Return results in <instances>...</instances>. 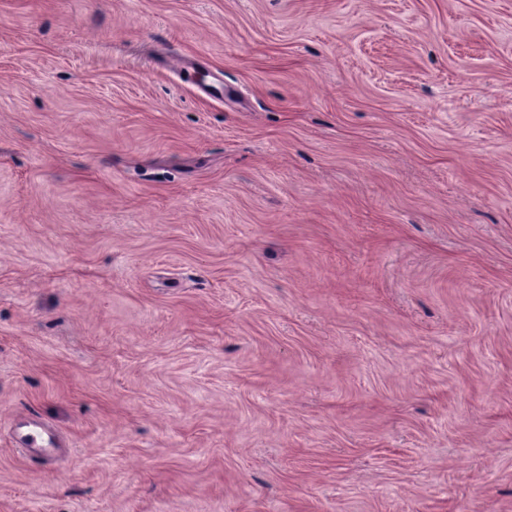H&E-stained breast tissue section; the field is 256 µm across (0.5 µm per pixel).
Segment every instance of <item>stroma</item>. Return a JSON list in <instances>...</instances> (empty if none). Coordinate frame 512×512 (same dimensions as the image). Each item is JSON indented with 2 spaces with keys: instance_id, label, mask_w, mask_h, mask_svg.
Listing matches in <instances>:
<instances>
[{
  "instance_id": "35a3bbf8",
  "label": "stroma",
  "mask_w": 512,
  "mask_h": 512,
  "mask_svg": "<svg viewBox=\"0 0 512 512\" xmlns=\"http://www.w3.org/2000/svg\"><path fill=\"white\" fill-rule=\"evenodd\" d=\"M0 512H512V0H0ZM19 443L34 454H46L51 450L50 432L37 424L26 422L16 430Z\"/></svg>"
}]
</instances>
